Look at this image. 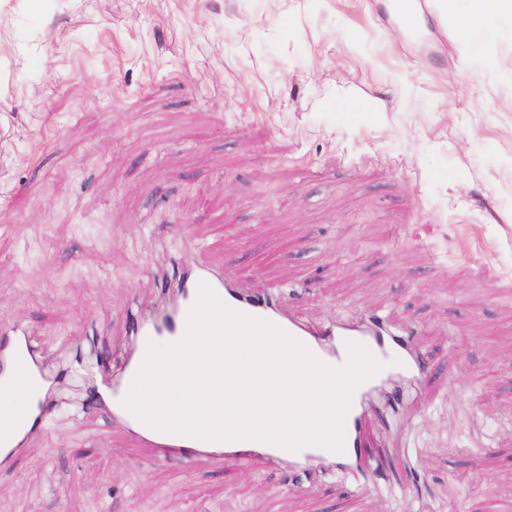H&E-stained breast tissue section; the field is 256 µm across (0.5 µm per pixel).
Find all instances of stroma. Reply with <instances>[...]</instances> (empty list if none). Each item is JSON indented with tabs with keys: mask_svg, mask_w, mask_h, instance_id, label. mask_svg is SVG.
Segmentation results:
<instances>
[{
	"mask_svg": "<svg viewBox=\"0 0 512 512\" xmlns=\"http://www.w3.org/2000/svg\"><path fill=\"white\" fill-rule=\"evenodd\" d=\"M394 2L0 0V323L57 374L0 512H512V18L413 39ZM202 262L411 330L426 497L188 468L81 407L80 349Z\"/></svg>",
	"mask_w": 512,
	"mask_h": 512,
	"instance_id": "1",
	"label": "stroma"
}]
</instances>
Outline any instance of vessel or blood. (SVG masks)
Here are the masks:
<instances>
[{"label":"vessel or blood","instance_id":"vessel-or-blood-1","mask_svg":"<svg viewBox=\"0 0 512 512\" xmlns=\"http://www.w3.org/2000/svg\"><path fill=\"white\" fill-rule=\"evenodd\" d=\"M207 283L225 304L244 314L269 320L302 342L319 360L339 366L347 359V342L363 344L384 369L360 385L354 393L345 421V451L329 452L308 446L292 452L257 440L206 441L191 436L155 430L124 408L122 400L137 374L149 342H174L183 337L187 315L198 296L200 283ZM134 342L122 355L110 358L95 374L100 394L98 406L114 423L155 456L174 458L190 465L202 456L217 465L246 468L261 463L270 468L288 465L298 475L313 476L328 470L350 474L366 486L387 471L389 454L374 435L377 411L371 405L381 386L397 382L417 387L432 375L426 352L411 340L407 330L396 329L376 315L336 318L312 322L284 308L275 294L258 292L240 279L225 277L220 265H196L169 288L165 306L133 324ZM37 381L35 405L19 417L0 421V469L10 468L22 456L30 431L37 426L53 402L52 385L42 368L41 355L27 331L17 324H0V385L19 386Z\"/></svg>","mask_w":512,"mask_h":512}]
</instances>
